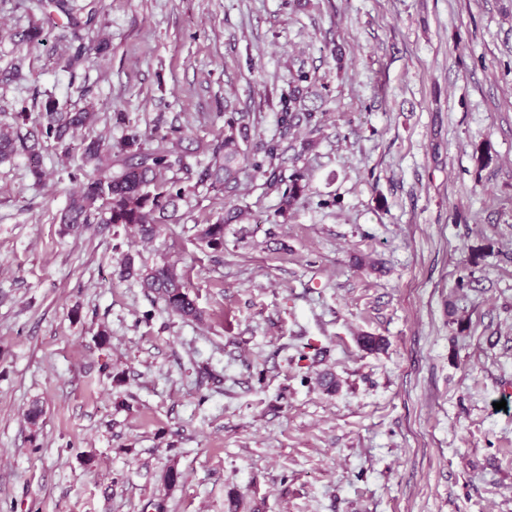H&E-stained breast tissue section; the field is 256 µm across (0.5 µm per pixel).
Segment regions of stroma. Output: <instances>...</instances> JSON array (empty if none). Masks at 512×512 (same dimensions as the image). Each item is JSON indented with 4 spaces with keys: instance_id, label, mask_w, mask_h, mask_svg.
Returning <instances> with one entry per match:
<instances>
[{
    "instance_id": "obj_1",
    "label": "stroma",
    "mask_w": 512,
    "mask_h": 512,
    "mask_svg": "<svg viewBox=\"0 0 512 512\" xmlns=\"http://www.w3.org/2000/svg\"><path fill=\"white\" fill-rule=\"evenodd\" d=\"M41 17L0 0V66L25 60L0 124L51 93L147 149L173 124L212 141L230 100L268 141L301 71L322 117L282 162L308 183L286 215L243 163L220 252L196 234L222 191L148 243L73 235L78 154L46 146L39 183L0 163V512H512V0H100L14 41ZM75 36L106 61L64 71ZM128 254L176 261L202 321L121 277Z\"/></svg>"
}]
</instances>
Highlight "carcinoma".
<instances>
[{"label":"carcinoma","instance_id":"carcinoma-1","mask_svg":"<svg viewBox=\"0 0 512 512\" xmlns=\"http://www.w3.org/2000/svg\"><path fill=\"white\" fill-rule=\"evenodd\" d=\"M51 5L70 19L77 28L95 23L97 13L88 11L84 18L75 16V6L70 0H51ZM14 37L29 46L43 44L46 37L43 26L33 23L17 32ZM108 45L99 42L92 46L79 44L61 58L62 67L73 73L88 59L90 54L102 61ZM299 88L289 89L282 100L278 116V138L260 144L250 150L256 129L253 112L224 113V131L216 143L206 145L208 161L190 162L195 149H178L171 141L182 137L181 127L172 125L163 134L155 136L156 144L142 151H132L139 145L140 135L130 130L123 140V153L113 154L112 144L101 139H84L75 144V134L87 126L94 117L91 107L71 110L63 107L51 94L41 102L39 120L30 127L22 125L0 126V161H8L17 155L28 157L35 182L44 177L40 158L45 144L67 156L78 150L81 165L69 173L70 179L79 182V190L72 195L63 210L60 221L69 231H77L87 224H111L123 227L129 234L143 239L152 238L158 226L177 221L180 203L187 201L191 189L207 185L232 194L238 186L239 164L251 162L255 171L265 177L263 186L281 197L278 214L283 216L306 192L304 173L296 169L289 176H282L275 161L288 151L285 145L295 129L303 126L309 133L318 131L320 118L314 108L295 111ZM248 210L233 205L224 216L198 228L199 238L214 250L224 249V225L240 223L247 219ZM120 273L135 278L144 290L161 299L166 309L185 320H198L201 312L191 299L183 277L170 264L143 267L135 264L132 255H125Z\"/></svg>","mask_w":512,"mask_h":512}]
</instances>
